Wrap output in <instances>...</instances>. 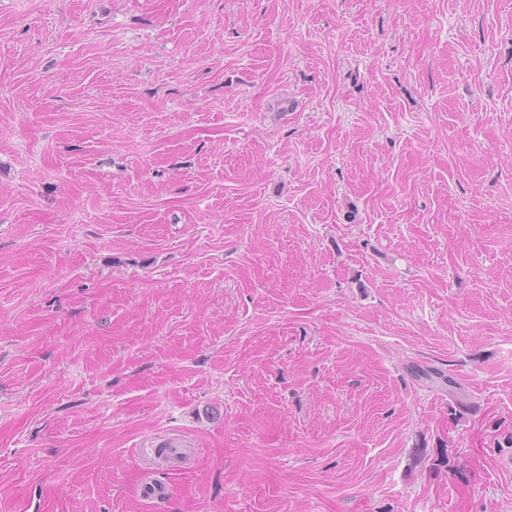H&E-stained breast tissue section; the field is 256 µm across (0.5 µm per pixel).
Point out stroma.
I'll list each match as a JSON object with an SVG mask.
<instances>
[{
  "mask_svg": "<svg viewBox=\"0 0 512 512\" xmlns=\"http://www.w3.org/2000/svg\"><path fill=\"white\" fill-rule=\"evenodd\" d=\"M511 435L512 0H0V512H512Z\"/></svg>",
  "mask_w": 512,
  "mask_h": 512,
  "instance_id": "stroma-1",
  "label": "stroma"
}]
</instances>
